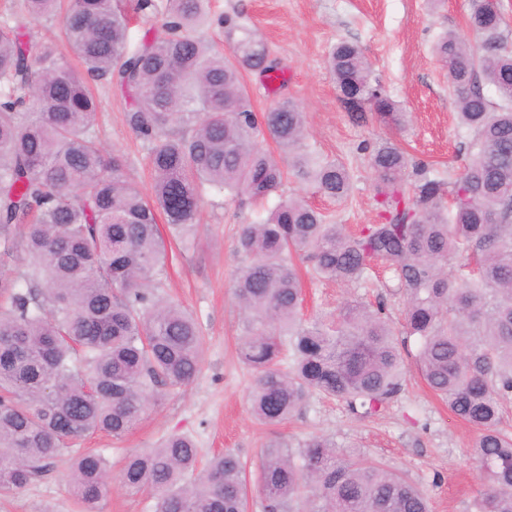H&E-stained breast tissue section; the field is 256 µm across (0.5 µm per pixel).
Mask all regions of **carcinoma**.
<instances>
[{"label": "carcinoma", "mask_w": 512, "mask_h": 512, "mask_svg": "<svg viewBox=\"0 0 512 512\" xmlns=\"http://www.w3.org/2000/svg\"><path fill=\"white\" fill-rule=\"evenodd\" d=\"M159 7L161 31L136 45L116 0H68L64 10L61 0H21L0 22V263L18 269L0 276V496L47 475L69 449L65 478L78 512H96L110 462L74 444L98 432L123 437L150 405L193 381L204 336L182 303L155 296L167 258L158 219L171 237L192 240L215 192L278 197L266 217L242 225L237 243L252 416L282 424L312 393L373 416L400 393L411 356L427 387L478 430L470 451L484 488L470 512H512V433L501 428L512 396V39L500 4L471 0L468 26L482 49L453 30L433 45L458 121L472 131L463 173L447 179L380 144L370 162L383 221L354 232L282 193L285 172L260 146L265 135L293 177L327 199H346L351 175L311 146L295 102L253 110L244 73L274 71L257 33L213 18L210 0L136 4ZM56 18L80 71L54 46L32 44L30 25ZM214 25L226 29V53L206 36ZM327 65L347 111L402 124L358 44L337 42ZM90 78L130 97L125 119L147 146L151 195L99 140ZM301 262L356 286L382 265L405 299L404 336L383 305L358 297L330 318H304ZM119 482L154 493L155 512H247L239 456L203 464L184 435L130 454ZM256 487L268 512L299 499L298 512H430L405 474L317 435L297 452L284 438L262 448Z\"/></svg>", "instance_id": "obj_1"}]
</instances>
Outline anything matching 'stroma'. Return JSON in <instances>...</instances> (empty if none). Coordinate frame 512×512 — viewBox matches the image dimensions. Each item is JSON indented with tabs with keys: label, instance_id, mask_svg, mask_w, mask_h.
Listing matches in <instances>:
<instances>
[{
	"label": "stroma",
	"instance_id": "35a3bbf8",
	"mask_svg": "<svg viewBox=\"0 0 512 512\" xmlns=\"http://www.w3.org/2000/svg\"><path fill=\"white\" fill-rule=\"evenodd\" d=\"M469 9V0H444L435 13L427 0H211L215 14H240L283 70V82L274 87L257 72L245 74L255 111L294 100L308 114L311 145L343 161L352 174V193L342 203L295 180L286 183L285 192L302 194L330 222L355 229L379 220L370 156L380 142L399 144L414 160L440 173L462 171L472 134L456 118L446 71L432 45L441 31L468 33ZM341 39L363 49L373 78L403 105V126L386 125L371 114L358 118L345 110L325 66L330 47ZM92 87L99 96L96 130L101 141L107 149L122 152L131 179L149 191L147 148L125 123L124 96L102 81ZM262 213L247 200L232 202L215 193L206 197L198 245L189 249L172 243L157 290L158 296L181 301L198 319L205 336L201 368L189 386L149 407L122 441L96 434L85 440V447L102 449L117 473L127 454L155 447L165 436L187 434L195 439L202 458L231 450L252 471L259 449L273 439L283 436L298 443L314 435L333 437L405 472L428 495L433 512H469L483 484L479 466L468 453L476 431L449 413L417 371H410L388 407L365 419L348 414L341 402L316 396L282 425L266 426L254 419L248 404L254 374L238 356L244 333L232 284L241 263L239 227ZM305 293L311 316L336 312L356 295L371 302L385 298L393 320L401 318L403 298L381 269L364 288L316 280L306 282ZM65 468V462H57L51 475L0 500V512H77Z\"/></svg>",
	"mask_w": 512,
	"mask_h": 512
}]
</instances>
